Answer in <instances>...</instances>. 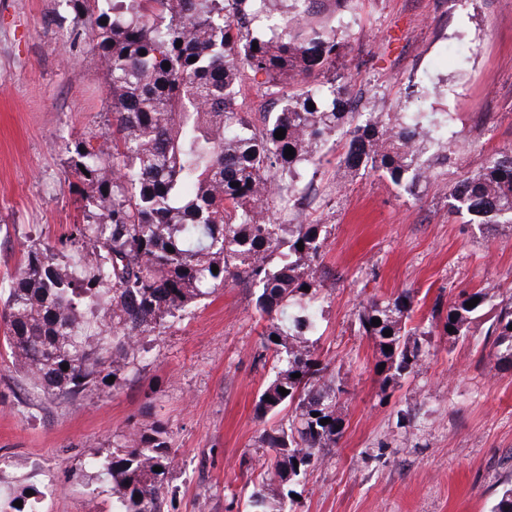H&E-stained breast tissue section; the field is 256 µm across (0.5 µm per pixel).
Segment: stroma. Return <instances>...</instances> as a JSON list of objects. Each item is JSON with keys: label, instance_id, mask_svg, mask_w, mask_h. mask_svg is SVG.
Masks as SVG:
<instances>
[{"label": "stroma", "instance_id": "obj_1", "mask_svg": "<svg viewBox=\"0 0 512 512\" xmlns=\"http://www.w3.org/2000/svg\"><path fill=\"white\" fill-rule=\"evenodd\" d=\"M308 21L335 30L336 62L380 110L408 104L448 115L461 145L417 196L378 173L342 177L344 135L296 209L328 226L319 267L322 318L314 346L343 392L336 447L285 500L286 512H489L512 478V369L484 347L494 306L466 341L434 334V305L460 289L512 294V230L469 223L448 189L482 157L512 146V0H323ZM68 0H0V281L27 246L57 245L83 200L68 164L75 140L112 121L107 76L92 43L73 41ZM413 296L412 323L431 331L419 370L384 383L379 350L358 330L373 299ZM246 278L181 312L150 339L145 367L79 405L31 391L0 330V491L35 486L40 512H112L111 481L85 477L113 438L156 423L177 455L164 512H245L262 460L255 405L276 362Z\"/></svg>", "mask_w": 512, "mask_h": 512}]
</instances>
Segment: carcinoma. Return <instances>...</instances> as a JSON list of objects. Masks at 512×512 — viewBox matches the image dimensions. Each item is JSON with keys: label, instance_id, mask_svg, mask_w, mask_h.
I'll list each match as a JSON object with an SVG mask.
<instances>
[{"label": "carcinoma", "instance_id": "1", "mask_svg": "<svg viewBox=\"0 0 512 512\" xmlns=\"http://www.w3.org/2000/svg\"><path fill=\"white\" fill-rule=\"evenodd\" d=\"M278 2L70 0L81 25L73 40L95 42L112 100V128L95 144L76 141L69 160L95 198L61 248L30 245L22 267L0 287V317L19 377L47 397L76 401L116 389L147 361L146 337L215 294L227 277H248L257 288L256 307L268 318L263 348L278 363L256 413L273 417L289 408L287 422L259 437L266 458L248 497L250 512H283V487L342 435L341 388L311 341L327 225L290 217L303 171L320 165L322 147L343 127V175L381 172L409 195L431 177V167L420 164L427 145L437 147L436 165L458 152L446 113L430 119L408 109L351 111L350 89L336 73V31L298 26L297 17L308 12L305 0H291L283 12ZM245 70L264 76L263 95L276 97L260 127L242 110ZM291 83L300 89L283 91ZM281 128L285 137L277 139ZM288 147L295 150L289 158ZM448 195L453 212L469 215V223L511 229L512 146L462 175ZM474 298L476 306L466 307ZM489 300L482 290L460 291L438 316L441 335L467 337L471 316ZM410 301L404 291L373 300L358 314L359 330L386 363L387 383L421 366V337L431 335L406 329ZM374 319L381 325H372ZM511 324L512 294L498 303L485 332L495 364L512 368ZM281 387L289 394L281 395ZM112 448L90 467L112 479L117 512H163L176 465L165 426L132 429ZM37 494L29 485L1 498L0 512H37ZM491 512H512V486L498 494Z\"/></svg>", "mask_w": 512, "mask_h": 512}]
</instances>
